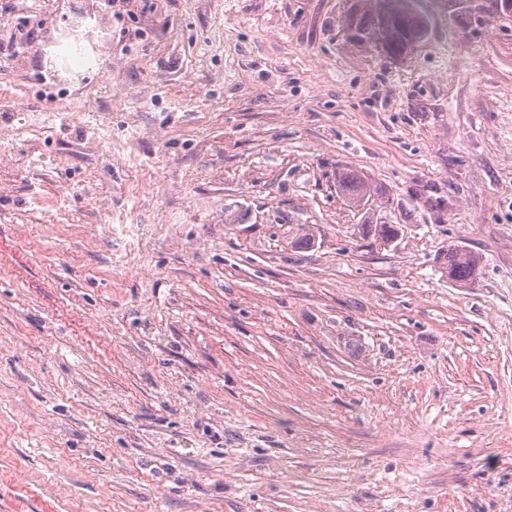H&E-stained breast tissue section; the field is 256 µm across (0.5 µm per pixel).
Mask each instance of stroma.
<instances>
[{
    "label": "stroma",
    "instance_id": "1",
    "mask_svg": "<svg viewBox=\"0 0 512 512\" xmlns=\"http://www.w3.org/2000/svg\"><path fill=\"white\" fill-rule=\"evenodd\" d=\"M489 2L421 0L393 61L352 0H0V512H512ZM79 13L109 28L81 94L40 52ZM342 166L396 243L362 239ZM481 260L478 254L470 250L450 248L444 256L443 265L448 269V279L465 287L474 279Z\"/></svg>",
    "mask_w": 512,
    "mask_h": 512
}]
</instances>
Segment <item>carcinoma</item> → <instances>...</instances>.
I'll return each mask as SVG.
<instances>
[{"label": "carcinoma", "mask_w": 512, "mask_h": 512, "mask_svg": "<svg viewBox=\"0 0 512 512\" xmlns=\"http://www.w3.org/2000/svg\"><path fill=\"white\" fill-rule=\"evenodd\" d=\"M359 8L355 19L356 33L350 40L370 45L380 44L386 52L405 58L414 48L424 44L431 33L429 17L417 7V0H358ZM336 189L349 206L365 212L367 219L361 225L365 238L389 241L398 236L397 226L371 217L375 213L377 187L370 180L359 175V171L343 167L336 171ZM427 206L438 212L448 209V197L438 188H429ZM482 257L459 248H450L444 256L443 265L448 269V279L461 287L467 286L476 275Z\"/></svg>", "instance_id": "obj_1"}]
</instances>
